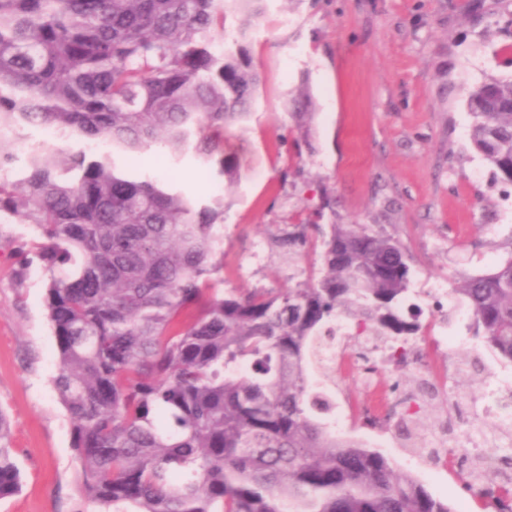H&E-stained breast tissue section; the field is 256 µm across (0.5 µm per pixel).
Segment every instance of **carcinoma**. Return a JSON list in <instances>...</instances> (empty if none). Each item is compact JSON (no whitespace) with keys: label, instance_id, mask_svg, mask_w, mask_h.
I'll use <instances>...</instances> for the list:
<instances>
[{"label":"carcinoma","instance_id":"carcinoma-1","mask_svg":"<svg viewBox=\"0 0 512 512\" xmlns=\"http://www.w3.org/2000/svg\"><path fill=\"white\" fill-rule=\"evenodd\" d=\"M265 0H0V216L31 224L59 354L80 488L100 512H450L376 448L312 413L310 366L340 320L399 362L420 324L399 241L330 224L276 239L295 287L224 294V196L205 203L141 173L161 142L226 189L224 130L251 114L261 76L243 41ZM240 14L224 49L213 31ZM474 150L512 182V78L467 98ZM48 127L91 152L21 147ZM24 166L15 167L18 154ZM126 155L135 169H120ZM320 250L303 269L299 248ZM454 291L474 334L512 361V256ZM0 409V499L19 491Z\"/></svg>","mask_w":512,"mask_h":512}]
</instances>
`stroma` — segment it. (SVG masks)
Segmentation results:
<instances>
[{
	"instance_id": "stroma-1",
	"label": "stroma",
	"mask_w": 512,
	"mask_h": 512,
	"mask_svg": "<svg viewBox=\"0 0 512 512\" xmlns=\"http://www.w3.org/2000/svg\"><path fill=\"white\" fill-rule=\"evenodd\" d=\"M262 82L248 122L224 150L240 178L224 199V289L294 287L273 239L333 202L340 224L383 227L412 258L420 325L423 288L497 267L512 251V183L472 149L466 98L486 76L512 77V0H267L248 43ZM312 106L298 125L292 99ZM38 234L0 218V409L9 418L22 490L0 512H96L79 492L67 412L53 378L59 358L45 280L32 263ZM467 358L466 375L454 365ZM448 399L425 396L421 418L447 433L455 470L420 483L451 512L476 505L466 480L478 462L512 476L493 422L482 451L462 449L483 404L512 384V362L481 337L439 352Z\"/></svg>"
}]
</instances>
